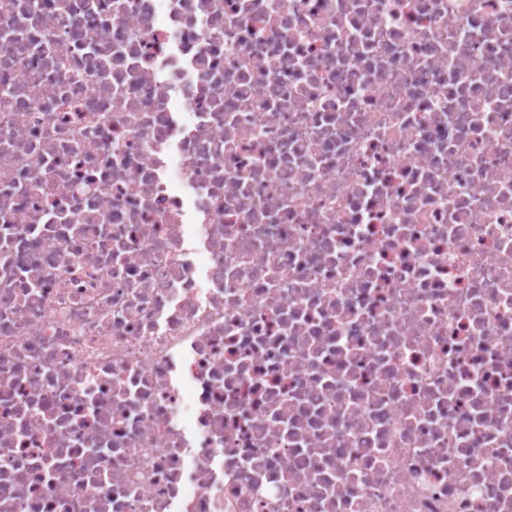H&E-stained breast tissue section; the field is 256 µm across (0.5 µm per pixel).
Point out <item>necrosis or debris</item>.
Returning a JSON list of instances; mask_svg holds the SVG:
<instances>
[{"mask_svg": "<svg viewBox=\"0 0 512 512\" xmlns=\"http://www.w3.org/2000/svg\"><path fill=\"white\" fill-rule=\"evenodd\" d=\"M0 512H512V0H0Z\"/></svg>", "mask_w": 512, "mask_h": 512, "instance_id": "4bbe7bcc", "label": "necrosis or debris"}]
</instances>
